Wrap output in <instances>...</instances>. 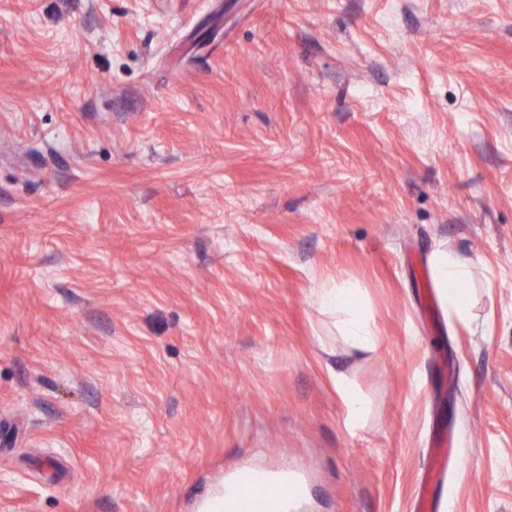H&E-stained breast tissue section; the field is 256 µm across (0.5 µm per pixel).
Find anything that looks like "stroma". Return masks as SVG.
Instances as JSON below:
<instances>
[{
	"label": "stroma",
	"instance_id": "stroma-1",
	"mask_svg": "<svg viewBox=\"0 0 512 512\" xmlns=\"http://www.w3.org/2000/svg\"><path fill=\"white\" fill-rule=\"evenodd\" d=\"M447 432L512 512V0H0V512H413ZM434 282L448 314L464 319L470 312V301L460 286L470 277L471 269L448 247L436 246L429 255ZM354 296L353 288L337 286H323L315 294L323 310L344 315L340 333L356 355L375 352L378 337L374 321L368 312L354 304ZM336 377V389L348 407V427L352 430L360 428L364 416V402L360 396L354 393L342 373H334ZM252 482L261 489L272 492L271 501L277 512H284L286 502L297 497L301 491V483L296 477H253Z\"/></svg>",
	"mask_w": 512,
	"mask_h": 512
}]
</instances>
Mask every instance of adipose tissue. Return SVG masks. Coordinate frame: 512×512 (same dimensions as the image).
Listing matches in <instances>:
<instances>
[{
    "label": "adipose tissue",
    "instance_id": "adipose-tissue-1",
    "mask_svg": "<svg viewBox=\"0 0 512 512\" xmlns=\"http://www.w3.org/2000/svg\"><path fill=\"white\" fill-rule=\"evenodd\" d=\"M429 264L446 312L459 319L466 318L470 302L461 287L471 274L470 267L442 245L431 251ZM354 296V289L337 286L319 288L315 294L323 310L343 314L341 334L356 354L375 352L378 337L374 321L368 312L355 305Z\"/></svg>",
    "mask_w": 512,
    "mask_h": 512
}]
</instances>
